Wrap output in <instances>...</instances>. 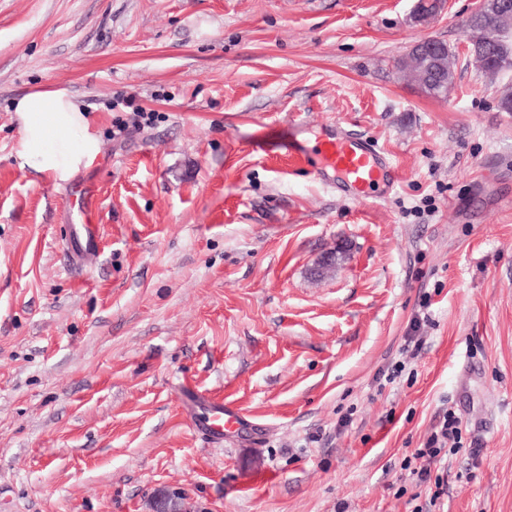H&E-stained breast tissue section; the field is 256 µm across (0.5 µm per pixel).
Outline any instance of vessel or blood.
<instances>
[{
  "label": "vessel or blood",
  "instance_id": "obj_1",
  "mask_svg": "<svg viewBox=\"0 0 512 512\" xmlns=\"http://www.w3.org/2000/svg\"><path fill=\"white\" fill-rule=\"evenodd\" d=\"M318 178L336 186L354 201L380 198L393 190L397 174L391 162L382 157L373 144L341 125L327 127L317 143ZM100 243L95 225H83L75 231L69 250L72 257H82ZM239 410L230 404L213 403L201 424L204 433L214 441L222 440L225 433L240 427Z\"/></svg>",
  "mask_w": 512,
  "mask_h": 512
}]
</instances>
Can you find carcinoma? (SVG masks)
I'll list each match as a JSON object with an SVG mask.
<instances>
[{
    "mask_svg": "<svg viewBox=\"0 0 512 512\" xmlns=\"http://www.w3.org/2000/svg\"><path fill=\"white\" fill-rule=\"evenodd\" d=\"M465 32L468 35L476 62L489 76L495 77L504 70L512 68V60H499L497 48L504 40H512V13L473 15L465 23ZM441 54V72H432V66L417 51H412L403 58L394 60V68L407 80L421 86L429 81L440 83L454 82L456 56L447 49L444 42L437 45Z\"/></svg>",
    "mask_w": 512,
    "mask_h": 512,
    "instance_id": "obj_1",
    "label": "carcinoma"
}]
</instances>
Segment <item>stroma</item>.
<instances>
[{"label": "stroma", "mask_w": 512, "mask_h": 512, "mask_svg": "<svg viewBox=\"0 0 512 512\" xmlns=\"http://www.w3.org/2000/svg\"><path fill=\"white\" fill-rule=\"evenodd\" d=\"M413 5L0 0V512H512V70L468 50L477 0ZM426 37L445 100L392 68ZM51 87L102 142L60 183L15 156ZM336 121L393 162L385 198L260 146ZM205 390L245 416L219 443ZM448 411L439 495L405 465ZM100 244L95 224H85L74 235L69 243V250L74 258L82 257L87 251L95 249Z\"/></svg>", "instance_id": "obj_1"}]
</instances>
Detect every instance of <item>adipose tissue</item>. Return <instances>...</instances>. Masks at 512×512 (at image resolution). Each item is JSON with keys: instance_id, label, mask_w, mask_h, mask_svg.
<instances>
[{"instance_id": "obj_1", "label": "adipose tissue", "mask_w": 512, "mask_h": 512, "mask_svg": "<svg viewBox=\"0 0 512 512\" xmlns=\"http://www.w3.org/2000/svg\"><path fill=\"white\" fill-rule=\"evenodd\" d=\"M18 127V166L55 182H64L95 164L101 140L85 112L63 89L20 98L14 108Z\"/></svg>"}]
</instances>
